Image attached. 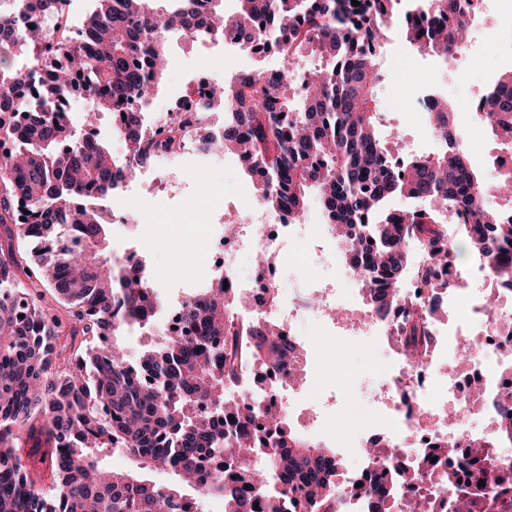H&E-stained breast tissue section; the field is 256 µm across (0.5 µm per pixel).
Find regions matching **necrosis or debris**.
<instances>
[{"instance_id":"1","label":"necrosis or debris","mask_w":512,"mask_h":512,"mask_svg":"<svg viewBox=\"0 0 512 512\" xmlns=\"http://www.w3.org/2000/svg\"><path fill=\"white\" fill-rule=\"evenodd\" d=\"M464 14L471 40L453 52L452 60L469 68L476 62L474 40L488 27L512 25V16L490 14L486 0H467ZM215 64V58H203L190 74L187 90L171 96L164 111L149 114L146 129L150 132L187 117L192 124L183 129L174 145L154 154L152 165L131 160L130 176H143L168 196L181 195L185 168L202 166L201 134L214 138L224 134V111L209 97L211 87L222 79ZM232 195L227 189L204 200L189 198L175 217L176 223L196 225L199 236H216L225 243L223 263H213L205 252L196 255L200 285L224 286L238 294L244 301L240 319H271L290 343L303 347L309 362L317 361L319 350L316 342L301 335L300 326L312 319L346 339H372L389 352L388 361L377 363L371 372L366 404L343 405L313 415L314 433L332 432L337 421H344L349 427L347 447L363 456L372 446L369 432L383 430L388 453L404 465L418 460L440 441H474L473 422L485 423L491 434L498 430L501 419L491 400L512 392V306L491 308L486 304L487 287L496 281L493 267L483 262L465 269L453 264L434 266L424 241L413 240L411 272L395 310L382 317L360 307L353 320L342 322L331 312L344 298L343 289L322 288L313 280L315 271L328 261L329 251L312 248L311 237L300 234L297 225L285 223L281 213L268 209L257 192L241 208L243 223L236 225L234 232H225L216 215L229 207ZM258 252L267 256L266 269L242 278L241 256ZM287 265L298 270L299 288L276 305H266L268 292L278 287L277 279L266 277V270ZM413 312L423 332V354L414 362L402 354L414 323L409 318ZM474 339L482 343L481 353L461 368H449V358Z\"/></svg>"}]
</instances>
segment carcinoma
<instances>
[{"label":"carcinoma","mask_w":512,"mask_h":512,"mask_svg":"<svg viewBox=\"0 0 512 512\" xmlns=\"http://www.w3.org/2000/svg\"><path fill=\"white\" fill-rule=\"evenodd\" d=\"M12 2L10 12L0 11V141L17 143L0 156V512H190V489L224 497V512H340L346 494L360 497L364 512H395L400 485L412 489L409 502L420 512H431L418 493L426 471L395 466L383 447L370 454L371 470L337 487L343 464L335 451L308 444L270 406L226 407L240 358L266 370L290 350L258 324L234 323L236 300L227 290L200 289L187 304L185 328L164 333L159 348L135 359L108 341L151 328L158 298L146 269L133 273L122 259L102 258L108 225L91 204L112 200L126 161L77 133L56 101L93 93L95 111L125 115L128 156L151 157L174 137L161 130L144 138L145 114L129 104L163 83L169 33L222 31L216 19L224 16L223 0H211L201 24L199 0H94L78 44L59 25L53 40L28 26L30 16L56 11L57 0ZM237 2L226 24L240 28L245 47L273 37L283 65L226 84L221 95L211 89L227 116L224 138L210 149L246 157L266 206L291 219L316 191L326 223L343 239V258L379 314L398 305L411 263L408 240L428 236L438 265L453 255L452 244L438 242V224L455 225L474 256L496 263L498 279L512 289L503 251L512 245V223L485 205L486 186L470 166L451 104L425 113L445 140L432 155L398 167L379 135L376 58L392 19L406 15L401 0ZM421 8L402 25L405 40L420 53L448 57L468 31L463 0H424ZM257 20L264 27L253 28ZM306 53L321 68L305 75L293 64ZM28 55L29 66L6 64L8 56ZM16 106L30 109L24 134L13 122ZM475 119L496 136H512V71L484 92ZM396 197L424 206L388 207ZM19 201L30 211L25 222L17 218ZM17 238L30 245L24 262ZM41 280L72 305L68 323L30 292ZM206 406L224 413L231 428L198 413ZM20 428L45 435L50 447L24 451L16 444ZM107 448L129 453L137 469L103 468ZM437 451L448 458L440 482L456 493L455 512H512L504 498L512 472L499 469L494 443L473 442L462 452L445 442ZM37 453L49 460L47 492L27 462ZM142 470L171 471L177 480L160 485Z\"/></svg>","instance_id":"carcinoma-1"}]
</instances>
